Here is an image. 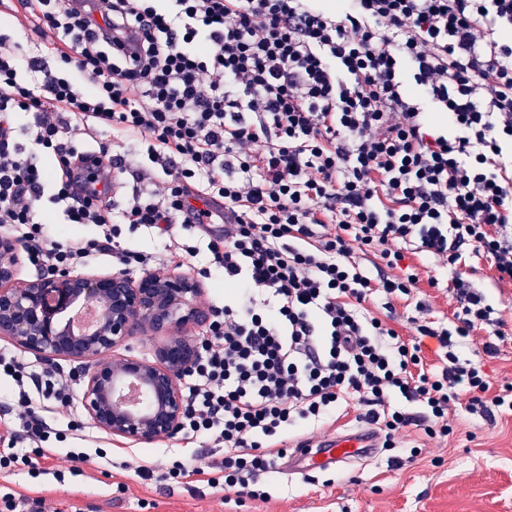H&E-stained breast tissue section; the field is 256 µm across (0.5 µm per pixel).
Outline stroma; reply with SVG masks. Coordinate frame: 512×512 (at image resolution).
<instances>
[{
    "label": "stroma",
    "mask_w": 512,
    "mask_h": 512,
    "mask_svg": "<svg viewBox=\"0 0 512 512\" xmlns=\"http://www.w3.org/2000/svg\"><path fill=\"white\" fill-rule=\"evenodd\" d=\"M406 265L419 281L410 295L395 299L394 328L401 336H416V303L427 307L426 317L449 324L456 301L448 288V269L427 253L407 251ZM466 272L474 287L488 296L507 336L495 356H488V330L472 331L459 349L460 358L483 366L490 377V394L512 383V282L498 280L489 259L471 258ZM438 286H431V279ZM445 437H428L416 426L403 428L396 448L378 449L372 458L336 468L305 471L284 458L277 473L259 475V484L271 487V496L259 500L246 494L223 496L206 484H172L141 480L135 466H154L179 459L195 464L218 458L211 443H186L179 436L151 444H136L88 426L81 445L89 461L72 468L66 455L49 463L48 474L30 478L21 473L0 478L5 493L40 496L45 512H512V416L471 415L451 408ZM104 448L107 458L94 457ZM418 449L414 463L400 469L389 466L391 456L407 458Z\"/></svg>",
    "instance_id": "35a3bbf8"
}]
</instances>
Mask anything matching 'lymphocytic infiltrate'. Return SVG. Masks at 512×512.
Masks as SVG:
<instances>
[{
  "label": "lymphocytic infiltrate",
  "mask_w": 512,
  "mask_h": 512,
  "mask_svg": "<svg viewBox=\"0 0 512 512\" xmlns=\"http://www.w3.org/2000/svg\"><path fill=\"white\" fill-rule=\"evenodd\" d=\"M17 0L56 67L20 59L0 34V227L52 273L111 257L119 271H150V254L117 245L122 231H163L172 260L197 254L202 277L237 294L198 341L185 372V440L212 441L221 458L175 460L164 477H205L230 492L275 472L291 430L357 410L383 447L407 426L448 434L459 393L466 410L512 413V385L484 400L480 364L461 361V338L500 326L461 272L483 255L512 280V0ZM33 115L26 152L12 116ZM136 138L148 165L170 175L161 191L113 193L102 134ZM93 165H84L88 142ZM54 161L46 170L41 154ZM71 224L96 236L58 242L35 210L44 185ZM224 203L226 223H204L198 201ZM446 261L456 299L452 327L423 321L407 341L370 316L368 297L410 295L403 246ZM378 252L396 275L373 282L355 247ZM440 363L425 368L424 341ZM14 420L0 435V473L44 474L54 442L82 438L69 420L52 430L34 402L70 407L63 372L0 354ZM420 404L415 417L399 401Z\"/></svg>",
  "instance_id": "1"
}]
</instances>
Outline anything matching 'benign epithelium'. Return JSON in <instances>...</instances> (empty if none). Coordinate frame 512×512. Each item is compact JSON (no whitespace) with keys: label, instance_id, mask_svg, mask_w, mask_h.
Listing matches in <instances>:
<instances>
[{"label":"benign epithelium","instance_id":"1","mask_svg":"<svg viewBox=\"0 0 512 512\" xmlns=\"http://www.w3.org/2000/svg\"><path fill=\"white\" fill-rule=\"evenodd\" d=\"M19 262L17 241L0 235V337L47 362L81 363V403L100 430L139 444L176 434L185 414L179 377L198 354L183 332L206 326L212 316L199 281L76 271L21 280ZM79 300L102 308L99 328L89 336L64 325V315ZM136 333L164 337L156 359L114 354Z\"/></svg>","mask_w":512,"mask_h":512}]
</instances>
